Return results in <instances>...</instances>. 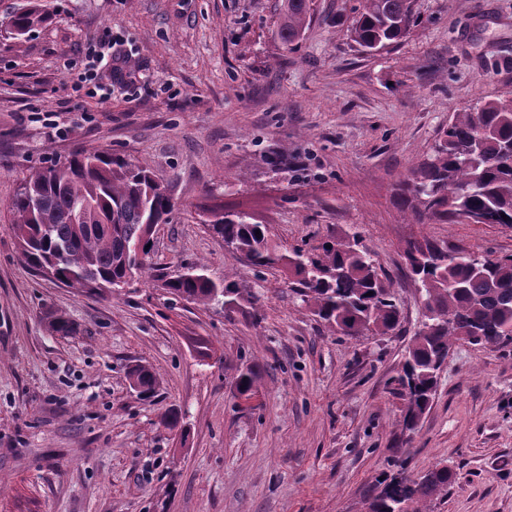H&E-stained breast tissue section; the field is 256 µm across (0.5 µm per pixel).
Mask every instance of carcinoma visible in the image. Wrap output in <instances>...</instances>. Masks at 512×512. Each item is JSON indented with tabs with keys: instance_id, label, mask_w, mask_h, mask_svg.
I'll use <instances>...</instances> for the list:
<instances>
[{
	"instance_id": "obj_1",
	"label": "carcinoma",
	"mask_w": 512,
	"mask_h": 512,
	"mask_svg": "<svg viewBox=\"0 0 512 512\" xmlns=\"http://www.w3.org/2000/svg\"><path fill=\"white\" fill-rule=\"evenodd\" d=\"M310 0H283L279 37L299 40L307 26ZM49 12L36 6L14 15L22 37L45 24ZM413 22L411 0H366L352 27L362 48L387 46ZM410 200L423 201L419 220L457 221L478 216L489 224H512V99L489 100L458 113L438 147L412 169L404 182ZM86 203L95 214L82 221ZM175 204L166 188L144 167L105 153H77L29 174L16 191L10 211L27 263L83 292L118 288L146 269L145 255L131 245L151 243L153 228L167 224ZM224 242L257 267H280L294 278V293L336 332L386 334L399 319L394 284L381 278L359 235L333 236L310 250H281L267 226L244 214H227L209 224ZM474 251L449 256L428 239L413 241L405 264L422 287L424 308L438 313L420 321L405 352L398 384L405 401L403 426L412 431L427 412L438 387V372L454 343L506 349L512 345V254L483 251L474 271ZM169 293L192 303L234 305L246 289L213 279L203 268L171 277ZM130 385L147 395L155 373L146 365L129 371ZM238 395L254 394L252 370L239 375ZM454 473L439 465L424 476H392L366 502L368 512H429L431 499L448 491Z\"/></svg>"
}]
</instances>
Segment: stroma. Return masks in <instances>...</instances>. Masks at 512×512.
<instances>
[{"mask_svg": "<svg viewBox=\"0 0 512 512\" xmlns=\"http://www.w3.org/2000/svg\"><path fill=\"white\" fill-rule=\"evenodd\" d=\"M34 4L50 21L14 38ZM280 4L0 0V512H362L382 476L439 464L455 480L431 512H512V353L456 343L411 433L397 383L421 313L407 243L512 254V225L419 223L402 188L456 113L512 98V0H412L405 36L377 53L350 34L364 0H311L290 46ZM107 33L136 80L104 74L102 97L78 76ZM76 150L146 167L175 203L150 270L115 293L35 273L11 224L21 181ZM215 212L288 249L358 234L399 325L337 334L280 269L213 234ZM199 264L254 301L174 299L165 279ZM137 364L152 397L130 385ZM128 375L131 387L138 390L140 394H151L155 390L157 379L149 366L136 365Z\"/></svg>", "mask_w": 512, "mask_h": 512, "instance_id": "stroma-1", "label": "stroma"}]
</instances>
